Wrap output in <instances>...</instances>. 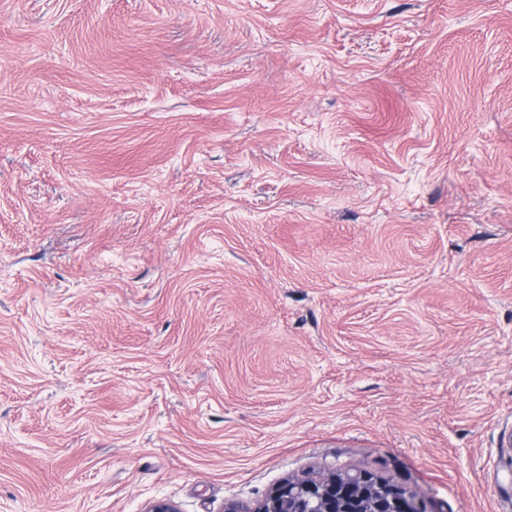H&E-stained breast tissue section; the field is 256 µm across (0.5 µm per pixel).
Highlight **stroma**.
<instances>
[{"mask_svg":"<svg viewBox=\"0 0 512 512\" xmlns=\"http://www.w3.org/2000/svg\"><path fill=\"white\" fill-rule=\"evenodd\" d=\"M511 435L512 0H0V512H512ZM346 500L358 504L356 512H426L403 487L365 472L288 478L254 512H352Z\"/></svg>","mask_w":512,"mask_h":512,"instance_id":"35a3bbf8","label":"stroma"}]
</instances>
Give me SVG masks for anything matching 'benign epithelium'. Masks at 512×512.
<instances>
[{
  "instance_id": "benign-epithelium-1",
  "label": "benign epithelium",
  "mask_w": 512,
  "mask_h": 512,
  "mask_svg": "<svg viewBox=\"0 0 512 512\" xmlns=\"http://www.w3.org/2000/svg\"><path fill=\"white\" fill-rule=\"evenodd\" d=\"M426 512L404 488L365 472L301 476L282 481L254 512Z\"/></svg>"
}]
</instances>
